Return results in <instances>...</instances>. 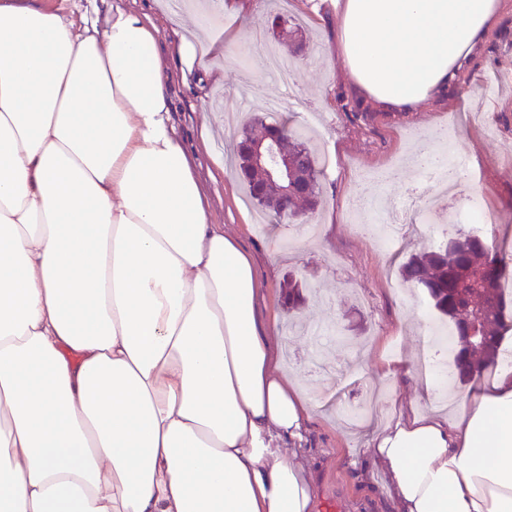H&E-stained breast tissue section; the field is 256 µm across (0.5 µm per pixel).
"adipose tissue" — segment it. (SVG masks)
<instances>
[{"label":"adipose tissue","instance_id":"ef3b65f1","mask_svg":"<svg viewBox=\"0 0 512 512\" xmlns=\"http://www.w3.org/2000/svg\"><path fill=\"white\" fill-rule=\"evenodd\" d=\"M501 2L332 0L331 56L405 115L458 87ZM78 9L0 0V512H316L312 407L210 221L157 28ZM373 457L402 512H512V368Z\"/></svg>","mask_w":512,"mask_h":512}]
</instances>
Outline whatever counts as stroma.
<instances>
[{
  "mask_svg": "<svg viewBox=\"0 0 512 512\" xmlns=\"http://www.w3.org/2000/svg\"><path fill=\"white\" fill-rule=\"evenodd\" d=\"M242 11L209 13L206 60L221 67L222 83L199 82L184 70L177 52L184 32L171 15V0H124L146 13L158 29V50L169 80L172 119L191 149V162L210 205L211 221L240 240L257 275V318L274 345L288 350L284 366L298 384L329 377L330 398L306 396L316 411L307 423L302 461L316 486L317 512H397L388 474L370 455L377 426L409 414L440 408L453 417V403L437 400L410 364L422 338V321L440 324L427 298L411 288L401 268L411 254L430 248L407 233L400 246L385 248L368 232L383 222L392 201L429 209L446 227H474L466 211L449 204L438 183L423 179L416 156L432 148L446 130L454 132V156L467 162V189L485 216L476 225L491 247L512 256V0L497 16L473 67L459 88L440 101L425 102L401 118L377 116L353 122L343 104L359 98L337 84L326 64L333 39L317 22L307 0H282L289 20L305 34L301 49L281 46L292 63L288 85L261 84L252 73L267 58L257 38L273 41L269 0H241ZM249 40L237 47L235 32ZM287 119L306 132L334 166L320 172L321 203L291 224L257 229V209L245 200L236 173L235 145L241 128L261 115ZM303 283V305L287 311L281 285L288 276Z\"/></svg>",
  "mask_w": 512,
  "mask_h": 512,
  "instance_id": "obj_1",
  "label": "stroma"
}]
</instances>
